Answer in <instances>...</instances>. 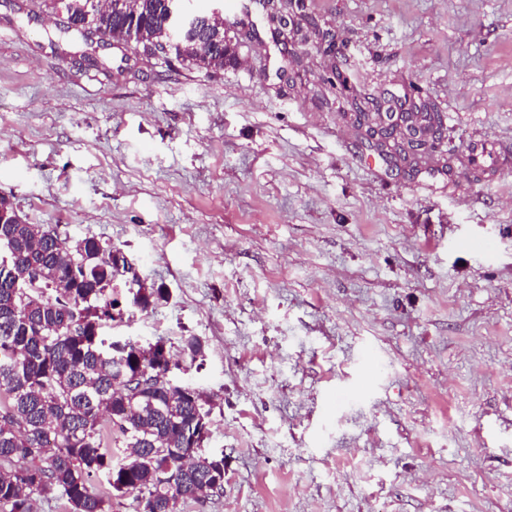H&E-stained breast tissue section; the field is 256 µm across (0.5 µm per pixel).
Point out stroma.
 <instances>
[{"label":"stroma","mask_w":512,"mask_h":512,"mask_svg":"<svg viewBox=\"0 0 512 512\" xmlns=\"http://www.w3.org/2000/svg\"><path fill=\"white\" fill-rule=\"evenodd\" d=\"M56 26L0 0V193L168 288L111 333L215 399L224 494L180 512H512V168L469 155L512 153V0L256 8L212 74ZM354 100L438 112L431 159L380 156Z\"/></svg>","instance_id":"obj_1"}]
</instances>
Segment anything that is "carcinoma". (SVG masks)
I'll return each instance as SVG.
<instances>
[{"instance_id": "cac0c4a2", "label": "carcinoma", "mask_w": 512, "mask_h": 512, "mask_svg": "<svg viewBox=\"0 0 512 512\" xmlns=\"http://www.w3.org/2000/svg\"><path fill=\"white\" fill-rule=\"evenodd\" d=\"M70 19H90L101 39L141 31L138 48L155 54L167 38L168 0H133L122 14L87 0H47ZM59 42L89 36L59 26ZM181 62L212 73L236 61L212 51L224 28L180 37ZM95 237L68 244L48 224H0V512H32L37 497L64 500L70 512H111L112 494L138 492L139 512H178V503L224 493V452L191 448L188 433L211 420L212 399L189 384L160 381L166 343L109 337L117 282L125 269ZM41 269L61 288H30ZM140 311L167 298L165 288L128 289ZM195 361L205 344L183 338ZM120 449L112 451V430Z\"/></svg>"}]
</instances>
